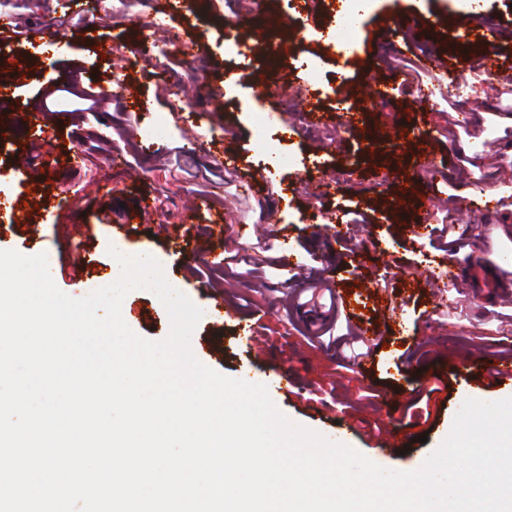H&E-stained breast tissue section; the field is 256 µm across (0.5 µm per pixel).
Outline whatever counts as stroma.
<instances>
[{
	"mask_svg": "<svg viewBox=\"0 0 512 512\" xmlns=\"http://www.w3.org/2000/svg\"><path fill=\"white\" fill-rule=\"evenodd\" d=\"M158 8L157 0H127L116 11L102 0L92 18L68 31L65 57H35L26 41L0 36V58L9 62L0 67V85L12 89L0 100V199L10 204L0 208V250L50 255L56 286L74 298L111 275L110 249L154 257L170 285L204 311L191 339L201 363L264 385L274 370L287 369L294 392L270 397L289 419L346 436L384 468L418 469L463 402L495 392L480 373L459 375L456 363L507 350L512 337V0H488L480 13L501 30V69L491 82L475 66L482 42L459 37L467 15L455 0H375L342 66L335 44L321 36L319 0H309L300 20L289 0L253 12L241 0H179L178 22L193 41L182 59L164 54L169 33ZM0 9L29 31L71 12L72 0H0ZM402 15L428 30V40L415 41L406 27L384 36V22ZM268 16L283 28L301 27L302 60L225 50L226 21L257 45L268 37ZM145 35L148 55H133ZM425 53L459 61L460 80L451 86L441 71L423 68ZM376 65L391 80L389 99L341 132L340 103L360 108ZM73 71L81 85L126 92L147 111L83 112L71 101L69 116L57 122L50 107ZM260 72L264 94L254 84ZM178 87L189 91L190 110L177 100ZM314 94L326 115L321 129L300 120L304 99ZM35 111L44 113L46 131L19 124ZM257 111L270 113L294 163L250 190L247 178L269 162L254 131ZM387 125L400 137H380ZM228 144L239 157L235 171L224 166ZM34 145L43 166L20 176L17 159ZM71 150L83 154L81 168L65 163ZM432 151L452 153L454 168L416 172V159ZM116 154L122 166H113ZM143 196L151 208L136 226L123 224L125 207ZM198 197L223 213L226 227L182 228L183 205ZM487 197L489 211L458 216L460 199ZM334 213L360 215L350 240L337 239ZM82 223L88 233L72 234ZM286 249L293 253L288 265L277 259ZM443 269L448 279L437 281ZM321 270L350 292L373 295L361 320L384 345L370 356L347 358L357 336L341 317L322 340L306 335L315 316L301 313L289 290ZM217 300L233 305L237 317L208 313ZM122 316L142 338L169 333L167 311L149 290L129 292ZM252 320L267 341L260 354L241 330ZM419 399L428 403V419L406 414ZM394 431L406 453L380 455L379 439Z\"/></svg>",
	"mask_w": 512,
	"mask_h": 512,
	"instance_id": "35a3bbf8",
	"label": "stroma"
}]
</instances>
